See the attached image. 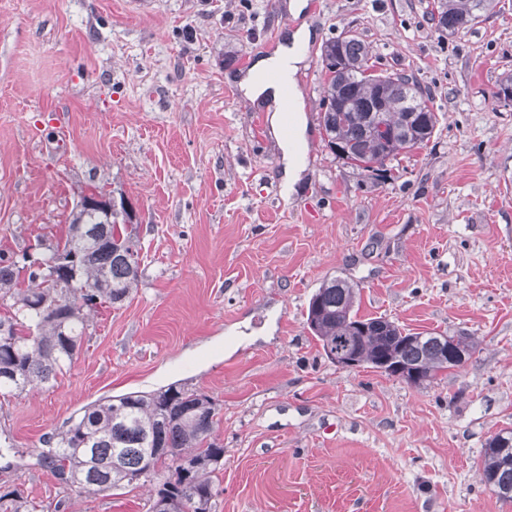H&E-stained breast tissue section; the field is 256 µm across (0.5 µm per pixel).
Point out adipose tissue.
Listing matches in <instances>:
<instances>
[{"label":"adipose tissue","instance_id":"ef3b65f1","mask_svg":"<svg viewBox=\"0 0 512 512\" xmlns=\"http://www.w3.org/2000/svg\"><path fill=\"white\" fill-rule=\"evenodd\" d=\"M311 38L312 32L305 25L285 32L276 50L258 56L248 74L238 81L245 97L265 103L271 113L272 123L280 121L278 110L283 92H290L293 105L301 103L296 76L306 60L305 49ZM294 123L298 129L297 136L280 144L282 178L292 188L302 178L303 160L307 151L304 115H295Z\"/></svg>","mask_w":512,"mask_h":512}]
</instances>
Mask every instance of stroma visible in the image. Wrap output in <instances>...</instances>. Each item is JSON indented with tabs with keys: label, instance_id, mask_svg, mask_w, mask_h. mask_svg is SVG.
I'll return each mask as SVG.
<instances>
[{
	"label": "stroma",
	"instance_id": "stroma-1",
	"mask_svg": "<svg viewBox=\"0 0 512 512\" xmlns=\"http://www.w3.org/2000/svg\"><path fill=\"white\" fill-rule=\"evenodd\" d=\"M0 0V252L63 239L82 189L137 211L140 282L99 308L53 387L0 396V486L33 512H150L152 483L80 494L37 463L83 406L178 383L224 446L212 512H512L481 477L512 429V0L448 36L431 0ZM315 33L299 74L308 169L294 193L264 105L235 79L285 26ZM431 92L428 144L377 177L319 131L320 49L346 32ZM408 333L475 337L414 385L345 370L309 330L321 283Z\"/></svg>",
	"mask_w": 512,
	"mask_h": 512
}]
</instances>
